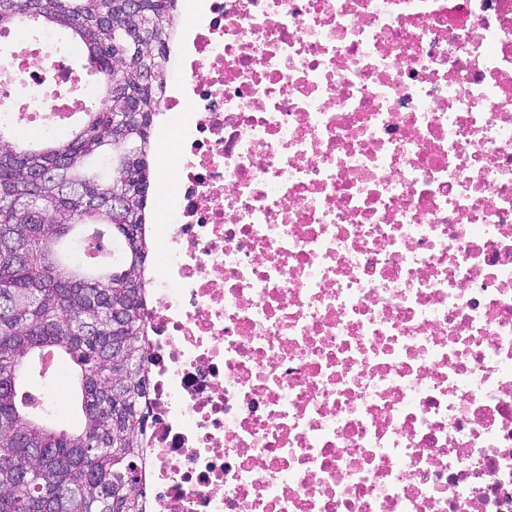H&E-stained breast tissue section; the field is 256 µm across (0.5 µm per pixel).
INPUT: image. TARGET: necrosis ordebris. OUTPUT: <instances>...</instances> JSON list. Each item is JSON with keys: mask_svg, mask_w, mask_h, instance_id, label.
Listing matches in <instances>:
<instances>
[{"mask_svg": "<svg viewBox=\"0 0 512 512\" xmlns=\"http://www.w3.org/2000/svg\"><path fill=\"white\" fill-rule=\"evenodd\" d=\"M58 45L0 112L61 131ZM166 65L143 512H512V0H197Z\"/></svg>", "mask_w": 512, "mask_h": 512, "instance_id": "1", "label": "necrosis or debris"}]
</instances>
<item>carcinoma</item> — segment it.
<instances>
[{
  "instance_id": "1",
  "label": "carcinoma",
  "mask_w": 512,
  "mask_h": 512,
  "mask_svg": "<svg viewBox=\"0 0 512 512\" xmlns=\"http://www.w3.org/2000/svg\"><path fill=\"white\" fill-rule=\"evenodd\" d=\"M176 4L0 0V35L76 41L96 77L80 127L0 139V512H143L144 225ZM56 350L79 368L74 430L20 387Z\"/></svg>"
}]
</instances>
